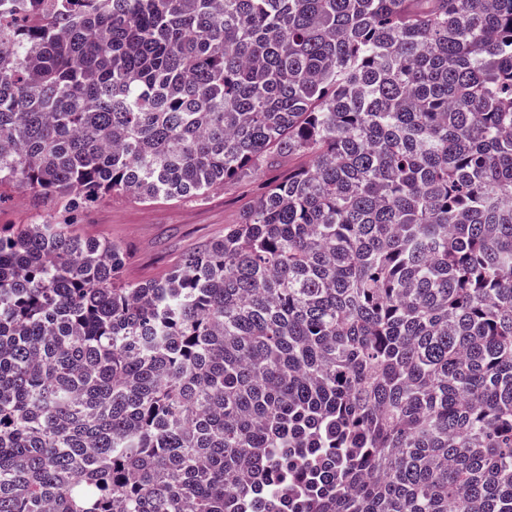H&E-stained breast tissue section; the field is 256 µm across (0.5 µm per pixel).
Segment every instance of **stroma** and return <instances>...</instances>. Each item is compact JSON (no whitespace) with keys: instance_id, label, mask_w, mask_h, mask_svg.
Segmentation results:
<instances>
[{"instance_id":"stroma-1","label":"stroma","mask_w":512,"mask_h":512,"mask_svg":"<svg viewBox=\"0 0 512 512\" xmlns=\"http://www.w3.org/2000/svg\"><path fill=\"white\" fill-rule=\"evenodd\" d=\"M259 187L256 181L231 183L211 190L201 200H161L151 205L110 195L80 214V228L88 235L118 240L130 247L126 280L155 278L222 236L225 225L237 223Z\"/></svg>"}]
</instances>
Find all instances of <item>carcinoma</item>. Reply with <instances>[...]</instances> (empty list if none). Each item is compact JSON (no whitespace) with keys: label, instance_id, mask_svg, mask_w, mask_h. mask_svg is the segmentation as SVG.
Returning <instances> with one entry per match:
<instances>
[{"label":"carcinoma","instance_id":"carcinoma-1","mask_svg":"<svg viewBox=\"0 0 512 512\" xmlns=\"http://www.w3.org/2000/svg\"><path fill=\"white\" fill-rule=\"evenodd\" d=\"M158 278L67 217L281 158ZM0 512H512V0H0ZM12 199L2 205L0 210V227L11 229L14 224H27L38 212L46 215L48 209L35 210L28 205L27 199L19 192L11 193Z\"/></svg>","mask_w":512,"mask_h":512}]
</instances>
